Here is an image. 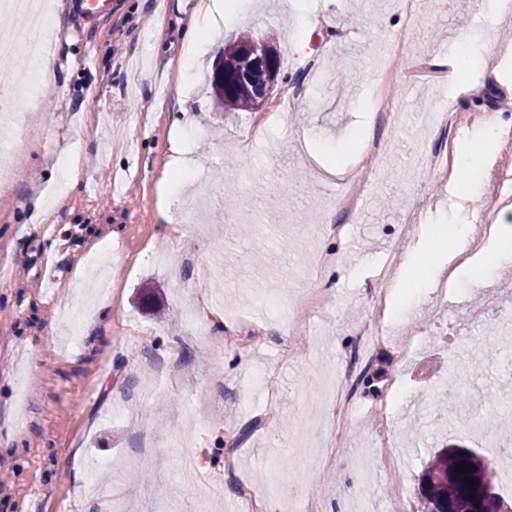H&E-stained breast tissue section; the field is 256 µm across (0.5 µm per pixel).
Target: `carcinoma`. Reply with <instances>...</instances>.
I'll return each mask as SVG.
<instances>
[{"mask_svg": "<svg viewBox=\"0 0 512 512\" xmlns=\"http://www.w3.org/2000/svg\"><path fill=\"white\" fill-rule=\"evenodd\" d=\"M275 50V37L246 34L224 48V61L216 71L224 72V81L212 75L216 103L222 109L256 111L265 104V71L257 68L268 52ZM471 465L472 471L459 473L455 466ZM475 479L474 486L464 482ZM496 469L483 457L467 448L449 445L438 449L419 479L418 492L422 512H500L512 500L495 490Z\"/></svg>", "mask_w": 512, "mask_h": 512, "instance_id": "1", "label": "carcinoma"}]
</instances>
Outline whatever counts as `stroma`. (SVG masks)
Wrapping results in <instances>:
<instances>
[{
  "instance_id": "35a3bbf8",
  "label": "stroma",
  "mask_w": 512,
  "mask_h": 512,
  "mask_svg": "<svg viewBox=\"0 0 512 512\" xmlns=\"http://www.w3.org/2000/svg\"><path fill=\"white\" fill-rule=\"evenodd\" d=\"M112 4L108 19L81 24L72 0H62L53 66L19 102L25 124L0 181V512H188L177 481L186 454L200 463L195 496L210 512H234L244 485L276 487L278 512L299 493L320 512H421L419 477L434 449L493 445L512 460V304L500 292L512 264L404 306L401 321L426 332L412 357L383 367L404 383L387 450L372 430L380 392L357 387L361 411L339 441L331 404H315L305 432L295 405L297 393L319 395L326 379L340 378L383 287L373 267L394 247L407 254L416 246L397 240L406 213L425 212L434 225L458 204L457 183L437 181L427 164L441 139L431 114L448 102L493 114L512 101V16L491 17L485 0H420L381 131L361 107L376 47L402 22L397 0H304L297 14L284 0H239L202 57L183 37L181 0ZM247 32L278 36L271 101L302 84L310 93L289 130L272 120L243 153L234 135L254 115L221 111L210 81L225 43ZM305 37L320 59L313 72L297 49ZM462 41L475 51L495 43L497 66L456 81L421 70L449 65ZM185 58L195 66L182 77L176 66ZM188 113L196 124L187 128ZM360 131L384 133L389 147L371 161L365 218L335 240L329 224L347 222L333 202L341 183L311 154L345 168ZM177 138L196 166L173 198L161 182ZM75 149L83 173L67 187L57 163ZM506 168L512 151H497L483 168L469 225L480 224ZM202 182L237 196L223 223H182L181 202ZM60 191L64 204L37 219L36 201ZM96 242L112 257L103 282L78 267ZM334 247L339 266L315 279L316 256ZM43 258L62 271L54 284L37 278ZM216 287L223 310L208 324L192 321L189 311L207 306ZM314 287L328 296L330 319L292 337V360L278 363L284 316ZM243 310L261 322L264 344L214 352V340L240 333L230 316ZM52 323L60 327L53 337ZM268 365L277 374L263 394L252 376ZM120 404L128 414L112 422ZM385 452L400 482L379 472Z\"/></svg>"
}]
</instances>
